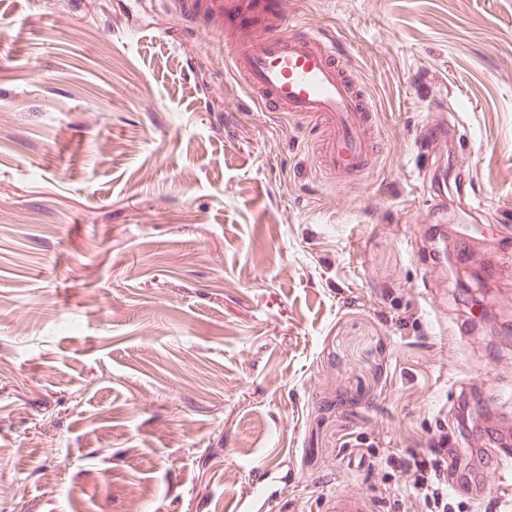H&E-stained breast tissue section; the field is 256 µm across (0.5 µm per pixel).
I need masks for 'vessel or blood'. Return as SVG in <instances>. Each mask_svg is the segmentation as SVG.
Returning a JSON list of instances; mask_svg holds the SVG:
<instances>
[{"instance_id":"vessel-or-blood-1","label":"vessel or blood","mask_w":512,"mask_h":512,"mask_svg":"<svg viewBox=\"0 0 512 512\" xmlns=\"http://www.w3.org/2000/svg\"><path fill=\"white\" fill-rule=\"evenodd\" d=\"M292 0H226V62L238 83L268 112H284L322 129L314 149L318 168L341 184L371 168L380 134L377 113L348 66L338 38L303 29ZM234 512H265L275 499L264 471ZM369 497L336 494L324 512H373Z\"/></svg>"}]
</instances>
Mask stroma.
I'll list each match as a JSON object with an SVG mask.
<instances>
[{"label":"stroma","instance_id":"stroma-1","mask_svg":"<svg viewBox=\"0 0 512 512\" xmlns=\"http://www.w3.org/2000/svg\"><path fill=\"white\" fill-rule=\"evenodd\" d=\"M293 2L378 111L357 183L250 101L220 0H0V512H229L259 469L426 512L387 456L512 437V231L462 223L512 214V0Z\"/></svg>","mask_w":512,"mask_h":512}]
</instances>
